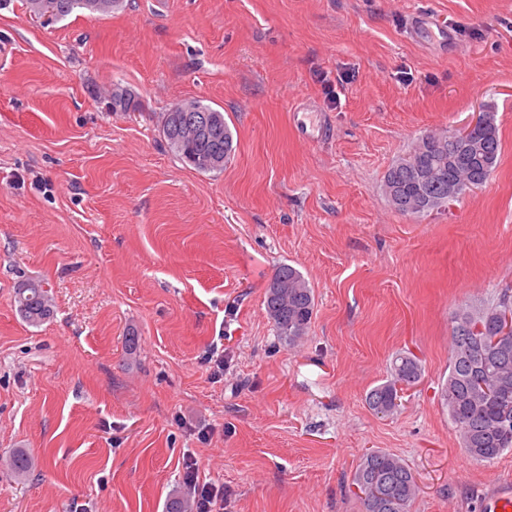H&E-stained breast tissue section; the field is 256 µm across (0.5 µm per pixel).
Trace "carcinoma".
<instances>
[{"mask_svg": "<svg viewBox=\"0 0 512 512\" xmlns=\"http://www.w3.org/2000/svg\"><path fill=\"white\" fill-rule=\"evenodd\" d=\"M93 0H24L26 9L46 24L55 23L76 9L92 13ZM138 100L128 88L112 87L106 107L111 112H128ZM206 114L218 127L215 139H188L182 135L185 124ZM168 147L185 165L202 173L221 172L236 150L233 133L224 121V113L200 100L177 103L163 113L160 128ZM450 135L426 134L387 170L383 191L389 204L402 214L423 216L448 207V181L463 179L461 192L486 183L491 177L501 149L495 115L485 113V124L474 131L471 147L457 157L448 151ZM212 157L208 168L198 159ZM282 281L286 288L266 289L265 308L277 335L293 345L302 339L315 311L312 288L295 267L280 266L272 282ZM16 310L31 325L50 317L52 305L42 282L21 278L15 292ZM512 308V295L505 291L497 301L460 310L455 315L449 349L448 378L441 386L442 405L455 425L465 453L476 461L491 462L512 450V339L506 344L486 348L478 336L458 330L459 321L481 322L496 326L499 315ZM422 376V366L412 355L400 354L392 363L391 378L374 387L367 404L377 414L390 415L399 408L404 390L414 386ZM32 460L20 448L11 457V471L18 479L31 472ZM351 485L361 488L355 494L362 512H410L416 495V482L408 464L384 451L365 453L357 465Z\"/></svg>", "mask_w": 512, "mask_h": 512, "instance_id": "obj_1", "label": "carcinoma"}]
</instances>
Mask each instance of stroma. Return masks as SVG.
Returning <instances> with one entry per match:
<instances>
[{
    "mask_svg": "<svg viewBox=\"0 0 512 512\" xmlns=\"http://www.w3.org/2000/svg\"><path fill=\"white\" fill-rule=\"evenodd\" d=\"M441 17L454 45L413 40ZM139 107L108 111L113 84ZM223 112V171L158 131L176 102ZM325 117L299 139L292 111ZM495 113L490 179L421 217L382 193L429 131ZM315 296L288 346L275 270ZM54 315L16 312L20 277ZM512 289V0H122L42 24L0 9V512H166L194 459L224 512H361L371 449L400 456L410 512H485L512 451L471 459L439 398L454 316ZM422 378L391 416L393 358ZM26 449L30 475L5 462ZM282 281L288 288H279ZM265 308L278 336L288 345L302 339L309 328L315 311V298L312 288L295 267L281 265L265 294ZM421 376L422 366L414 356H396L392 363L391 378L368 393L367 404L376 414H393L400 406L404 390L418 383Z\"/></svg>",
    "mask_w": 512,
    "mask_h": 512,
    "instance_id": "stroma-1",
    "label": "stroma"
}]
</instances>
